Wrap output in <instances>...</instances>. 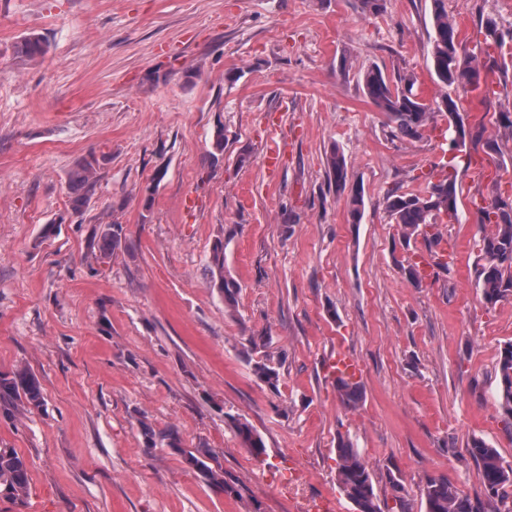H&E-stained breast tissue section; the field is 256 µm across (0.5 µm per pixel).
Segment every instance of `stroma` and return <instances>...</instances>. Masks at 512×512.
Wrapping results in <instances>:
<instances>
[{
  "instance_id": "obj_1",
  "label": "stroma",
  "mask_w": 512,
  "mask_h": 512,
  "mask_svg": "<svg viewBox=\"0 0 512 512\" xmlns=\"http://www.w3.org/2000/svg\"><path fill=\"white\" fill-rule=\"evenodd\" d=\"M447 9L466 52L482 54L486 18L512 34V0ZM29 34L47 44L35 62L15 54ZM432 34L430 0H388L380 14L358 0H0V372L28 366L44 395L0 415V448L22 453L31 475L26 504L0 499V512H307L320 498L353 512L336 476L342 435L383 512H424L420 489L436 475L492 512L467 446L483 439L512 466L496 408L512 294L483 300L478 222L493 175L512 197V140L499 135L512 54L487 61L482 89L453 92L472 137L455 159L458 217L439 230L462 252L416 285L401 266L428 244L403 240L384 198L423 192L454 128L440 115L420 137L395 135L362 74L414 78L434 99ZM274 131L284 152L272 177ZM334 149L343 191L326 167ZM91 154L100 179L76 214L69 180ZM111 221L125 245L86 263ZM218 238L238 285L231 312L208 286ZM253 334L285 358L277 387L243 354ZM338 351L362 366L353 411L325 369ZM235 417L263 437L266 463ZM149 428L218 453L231 491L170 448L147 449ZM232 423L234 425L236 434L240 438L242 444L249 448L252 457L260 462L266 463L267 448L262 437L254 430V428L247 422L242 421L239 418H232ZM264 455V457H262Z\"/></svg>"
}]
</instances>
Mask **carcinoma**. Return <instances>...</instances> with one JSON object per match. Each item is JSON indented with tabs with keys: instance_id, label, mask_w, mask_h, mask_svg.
Instances as JSON below:
<instances>
[{
	"instance_id": "1",
	"label": "carcinoma",
	"mask_w": 512,
	"mask_h": 512,
	"mask_svg": "<svg viewBox=\"0 0 512 512\" xmlns=\"http://www.w3.org/2000/svg\"><path fill=\"white\" fill-rule=\"evenodd\" d=\"M433 37L428 54L430 70L444 87H470L481 85V70L485 63L469 55L459 40L455 20L448 16L446 0H431ZM485 43L489 48L504 49V35L497 23L488 18L483 22ZM18 53L35 59L46 53L44 41L30 34L21 40ZM364 91L373 105L385 113L393 125L394 132L402 137L416 138L422 134L433 118L434 110H447L459 114L458 102L448 93L428 102L414 90L415 80L400 77L391 80L378 67L367 69L362 76ZM329 176L337 187L346 185L347 163L344 155L332 151L326 157ZM99 164L93 157L81 159L70 178L72 210L79 213L89 202L91 192L98 180ZM431 181L424 193H390L384 198L385 209L394 223L403 231L405 241L423 228L437 223L440 216L457 217L456 175H450L447 166L429 173ZM480 223L494 225L495 231L483 238L485 264L482 277V293L486 303L493 305L512 291V201L493 194L486 206L479 208ZM95 258L102 261L120 248L123 227L106 224L95 233ZM224 240H216L210 251L208 267L209 287L224 298V304L235 302L238 285L224 270ZM281 359L268 354L253 362L256 377L272 388L277 387ZM501 386L497 407L507 419H512V341L504 344L498 355ZM336 391L342 404L353 408L363 399L359 383L336 377ZM43 402L42 385L29 369L20 367L10 373L0 372V411L14 416L30 408H38ZM242 444L249 448L252 457L265 463L267 448L262 437L246 421L230 417ZM165 445L180 454L184 462L195 470L210 486L226 490L224 467L218 454L209 448H185L178 435L171 430H160L147 435L148 447ZM469 456L477 465V476L484 494L490 501L504 499L506 487L512 486V467H504L497 449L481 439H474L467 448ZM336 466L339 487L353 504L355 512H381L379 498L375 492L374 479L352 441L338 436ZM30 484V470L25 458L14 448H0V497L16 504L24 502ZM425 512H481L478 503L461 494L445 475L430 476L421 488Z\"/></svg>"
}]
</instances>
